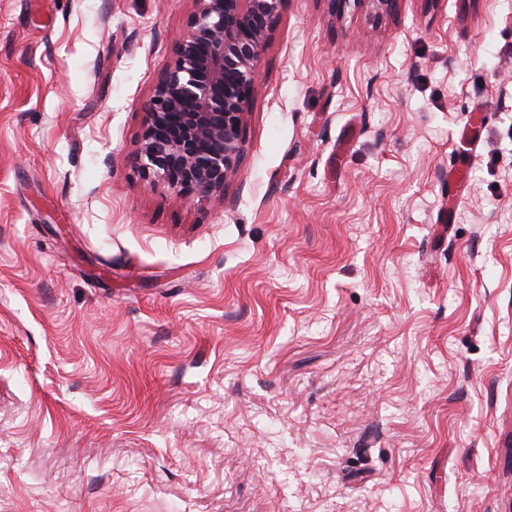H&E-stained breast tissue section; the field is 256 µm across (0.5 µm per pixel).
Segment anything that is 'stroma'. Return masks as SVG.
<instances>
[{"label": "stroma", "instance_id": "stroma-1", "mask_svg": "<svg viewBox=\"0 0 512 512\" xmlns=\"http://www.w3.org/2000/svg\"><path fill=\"white\" fill-rule=\"evenodd\" d=\"M194 8L0 0V512H512V0H287L201 202ZM194 2L131 164L151 187L207 201L223 199L241 164L259 64L287 0ZM332 11L336 14H344L348 9L365 8L375 18L394 14L398 10L401 0H328Z\"/></svg>", "mask_w": 512, "mask_h": 512}]
</instances>
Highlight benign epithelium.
<instances>
[{
    "mask_svg": "<svg viewBox=\"0 0 512 512\" xmlns=\"http://www.w3.org/2000/svg\"><path fill=\"white\" fill-rule=\"evenodd\" d=\"M175 57L145 112L131 164L152 187L199 200L224 198L241 164L244 130L272 25L287 0H194ZM337 14H394L400 0H329Z\"/></svg>",
    "mask_w": 512,
    "mask_h": 512,
    "instance_id": "obj_1",
    "label": "benign epithelium"
}]
</instances>
